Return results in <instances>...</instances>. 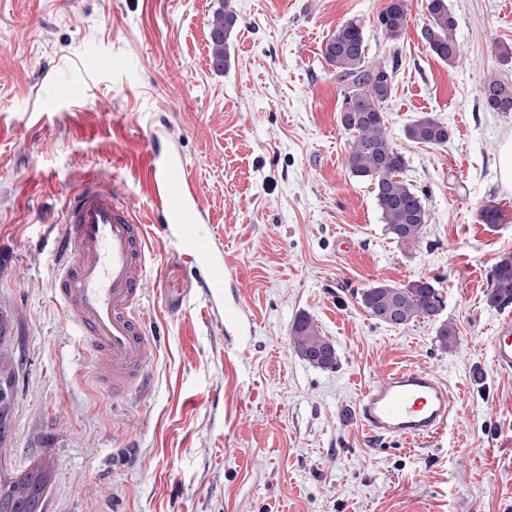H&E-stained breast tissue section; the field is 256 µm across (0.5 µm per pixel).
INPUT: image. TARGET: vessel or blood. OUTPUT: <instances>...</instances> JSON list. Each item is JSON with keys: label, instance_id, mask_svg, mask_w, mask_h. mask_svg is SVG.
I'll list each match as a JSON object with an SVG mask.
<instances>
[{"label": "vessel or blood", "instance_id": "vessel-or-blood-1", "mask_svg": "<svg viewBox=\"0 0 512 512\" xmlns=\"http://www.w3.org/2000/svg\"><path fill=\"white\" fill-rule=\"evenodd\" d=\"M143 158L139 176L159 224L175 253L197 273L198 292L218 327L237 326L243 312L225 301L235 274L224 248L205 229L211 214L196 183L187 175L178 149L157 143ZM55 223L59 230L53 293L81 336L95 382L113 400L124 401L150 388L148 356L159 338L143 306L148 289L160 286L148 271L147 225L119 177L90 179L65 201ZM497 365L512 370V319L499 322L492 336ZM451 394L436 376L396 368L362 391L355 415L371 437L421 438L443 432Z\"/></svg>", "mask_w": 512, "mask_h": 512}]
</instances>
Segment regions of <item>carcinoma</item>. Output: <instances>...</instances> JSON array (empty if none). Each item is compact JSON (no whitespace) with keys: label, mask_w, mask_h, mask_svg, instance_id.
<instances>
[{"label":"carcinoma","mask_w":512,"mask_h":512,"mask_svg":"<svg viewBox=\"0 0 512 512\" xmlns=\"http://www.w3.org/2000/svg\"><path fill=\"white\" fill-rule=\"evenodd\" d=\"M430 25L425 38L431 52L444 62L458 54L456 23L447 0H426ZM410 20L408 0H388L378 21L386 38L401 39ZM237 25L231 10L217 12L210 22L212 65L224 70L228 65L227 45ZM326 62L336 71L345 87L340 123L351 136L348 156L350 171L370 181L377 205L392 239L411 248L420 243L428 212L422 197L402 178L406 158L396 148L388 130L386 105L393 93L394 68L369 57L364 33L354 21L341 25L322 50ZM485 108L495 112L512 111V86L491 78L480 89ZM405 138L416 144L441 145L448 141V127L423 113L404 129ZM360 305L372 319L392 327L408 326L419 319L440 314L442 300L434 285L426 280L406 284L377 282L364 289ZM487 303L493 307L512 304V255H505L493 266ZM11 320L0 313V445L8 436L14 408L16 362L8 354ZM444 348L456 344L453 324L442 322L436 332ZM289 341L300 356L321 369L338 364L334 345L319 333L309 316L292 324ZM49 480V469L37 464L16 474L0 466V512H39V502Z\"/></svg>","instance_id":"cac0c4a2"}]
</instances>
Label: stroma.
I'll return each mask as SVG.
<instances>
[{
    "instance_id": "obj_1",
    "label": "stroma",
    "mask_w": 512,
    "mask_h": 512,
    "mask_svg": "<svg viewBox=\"0 0 512 512\" xmlns=\"http://www.w3.org/2000/svg\"><path fill=\"white\" fill-rule=\"evenodd\" d=\"M409 4L394 43L378 23L387 0H0V311L19 368L0 464L49 466L41 512H512V371L491 347L512 305L486 301L493 265L512 254L497 170L512 112L479 94L489 78L512 84V0H448L452 62L428 47L425 0ZM223 9L238 24L220 71L209 21ZM351 20L370 56L399 61L388 128L429 213L411 249L347 164L344 87L322 48ZM423 112L447 126L445 144L405 139ZM162 121L239 279L245 321L226 334L151 222L136 164ZM110 172L148 225L150 270L184 298L170 314L146 294L161 342L150 389L126 402L94 382L51 295L53 215ZM488 203L501 223H481ZM419 279L443 298L438 318L391 327L358 302L376 282ZM301 315L334 344L335 368L294 350ZM443 321L454 349L436 341ZM402 365L455 399L445 433L419 445L370 440L354 415L361 391Z\"/></svg>"
}]
</instances>
